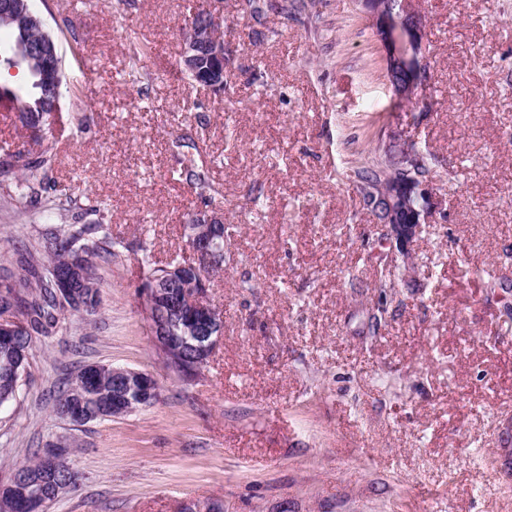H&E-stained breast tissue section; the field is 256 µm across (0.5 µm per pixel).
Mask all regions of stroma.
<instances>
[{
  "mask_svg": "<svg viewBox=\"0 0 512 512\" xmlns=\"http://www.w3.org/2000/svg\"><path fill=\"white\" fill-rule=\"evenodd\" d=\"M195 2L34 0L50 30L74 23L92 69L62 89L52 176L107 203L114 246L95 261L96 316L35 336L0 409V485L64 436L79 480L48 512H512V0H415L428 74L399 107L359 0H221L216 93L179 67ZM392 132L432 157L438 208L382 290L356 172ZM186 156L206 185L179 178ZM213 199L232 233L208 290L224 335L187 383L141 306V248L188 254V215ZM40 227L0 192V266ZM95 363L151 374L158 400L56 418L64 382Z\"/></svg>",
  "mask_w": 512,
  "mask_h": 512,
  "instance_id": "1",
  "label": "stroma"
}]
</instances>
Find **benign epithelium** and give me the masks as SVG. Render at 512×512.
<instances>
[{
  "mask_svg": "<svg viewBox=\"0 0 512 512\" xmlns=\"http://www.w3.org/2000/svg\"><path fill=\"white\" fill-rule=\"evenodd\" d=\"M367 18L375 28L386 50V72L395 102L410 103L415 89L427 78V67L422 61V26L420 18L412 9V0H359ZM201 15L197 21L185 27L184 48L180 58L181 68L193 74L196 83L211 90L224 88L226 61L224 29L210 5L199 4ZM398 153L396 165L405 172L397 179H389L372 191L374 200L383 209L381 239L394 247L409 263L413 255L410 246L421 236L426 223L435 210V197L430 184L411 175L409 167L414 164L417 151L406 142L394 143ZM189 223L196 230H187L190 256L187 262L176 266L174 282L141 289L143 305L150 321L152 335L157 347L174 333L172 324L176 317L204 311L195 335L200 337L197 348L201 350L202 363L223 334L224 323L220 311L207 300L209 288L208 270L226 259L227 234L224 213L219 208L198 210L191 213ZM84 271L73 266L69 276L57 279L54 286L57 294L73 306L84 308V296L76 288L83 281ZM112 374L135 377L139 394L152 395L157 392L153 376L125 368H112ZM73 470L70 457L64 448H47L42 453L39 469L28 465L16 467L9 484L0 486V493L11 495L17 491L28 492L41 486L52 475L66 474Z\"/></svg>",
  "mask_w": 512,
  "mask_h": 512,
  "instance_id": "7a95c632",
  "label": "benign epithelium"
}]
</instances>
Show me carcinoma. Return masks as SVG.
<instances>
[{"label": "carcinoma", "mask_w": 512, "mask_h": 512, "mask_svg": "<svg viewBox=\"0 0 512 512\" xmlns=\"http://www.w3.org/2000/svg\"><path fill=\"white\" fill-rule=\"evenodd\" d=\"M10 35V45H33L39 41L42 31L18 23H3ZM64 59L56 54L51 62L40 61L35 56L22 58L19 73L23 82L15 89L0 86V100H7L17 111L20 123L43 143L54 137V126L61 112V96L64 80ZM53 147L46 145L41 156L33 161L19 148L6 143L0 146V153L20 164L21 178L16 181L10 192L15 197L40 206V220L47 227L39 232L37 251L42 255L41 270L31 268L27 274L5 272L0 275V314L19 312L25 317V323L15 334V338H0V408L16 400L22 377L29 365L33 348L32 333L57 327L66 312H74L54 294L53 280L66 275L71 267L80 264L86 273V288L89 310L88 316L97 314L100 306L98 277L94 258L112 255V230L106 222V204L81 206L78 198L65 195V198L49 197L46 192L56 187L50 176L55 162ZM382 170L371 167L357 172L362 196L370 195V189L380 180ZM179 177L190 185L206 182L204 169L188 160L179 170ZM142 262L147 265L146 281H158L164 278L169 263L153 260L148 246L142 247ZM186 321L174 325L178 338L164 347L166 357L171 361L192 358V353L184 342L193 343L194 336L183 334ZM119 407L135 408L142 404L137 395L130 390L118 392L112 389V365L99 364L96 369L81 378L67 380L55 399L53 412L56 417L72 424L76 420L65 414L69 406L83 407L86 421L105 420L114 416L112 401ZM30 498L16 494L4 497V506L0 512H30Z\"/></svg>", "instance_id": "obj_1"}]
</instances>
